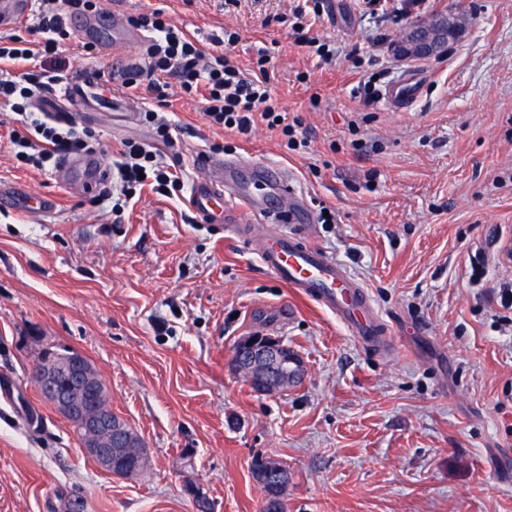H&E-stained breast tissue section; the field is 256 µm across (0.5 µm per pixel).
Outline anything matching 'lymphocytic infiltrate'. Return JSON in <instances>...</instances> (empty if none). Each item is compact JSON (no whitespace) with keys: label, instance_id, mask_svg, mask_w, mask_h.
Here are the masks:
<instances>
[{"label":"lymphocytic infiltrate","instance_id":"obj_1","mask_svg":"<svg viewBox=\"0 0 512 512\" xmlns=\"http://www.w3.org/2000/svg\"><path fill=\"white\" fill-rule=\"evenodd\" d=\"M102 6L103 0H35L39 41L17 34L0 40V107L14 116L11 144L19 164L43 170L53 166L59 156L97 150L99 134L95 129L74 123L66 114L48 111L38 101L43 94L68 83L62 59L67 48L78 47L88 56L93 53L91 46L77 42L75 32L67 27V13H92ZM127 21L149 37L139 78L156 106L144 110L141 118L152 127L155 142L122 141L113 180L100 193L102 200L111 202L114 215H121L144 186H152L156 193L167 197L183 189L179 178L161 165L157 154L158 146L174 145L172 126L161 111L171 84H178L187 95L201 94L205 115L213 126L246 135L255 122L262 121L268 129L278 131L287 149L306 146V138L299 135L300 118L281 106L266 79L244 76L221 53V46L237 42L236 33L226 31L214 36L212 43L217 51L208 55L164 8L144 9L128 16ZM7 60L24 63V71L4 68Z\"/></svg>","mask_w":512,"mask_h":512}]
</instances>
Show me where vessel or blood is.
<instances>
[{
	"label": "vessel or blood",
	"instance_id": "vessel-or-blood-1",
	"mask_svg": "<svg viewBox=\"0 0 512 512\" xmlns=\"http://www.w3.org/2000/svg\"><path fill=\"white\" fill-rule=\"evenodd\" d=\"M32 10V0H0V32L13 29ZM71 27L86 41L111 51V65L136 72L138 56L126 53L141 43L142 31L128 24L124 13L106 10L89 17L70 16ZM426 77L412 72L389 83L381 98L393 111H402L422 96ZM94 72H84L70 85V100L88 111L97 99ZM200 172L189 190L188 206L195 221L223 225L242 241L249 254L279 283L303 300L331 313L366 347L382 354L396 347L392 326L383 319L365 287L345 267L308 236L314 222L306 196L291 174L270 162L224 159L202 153L195 159ZM58 170L69 183L87 188L107 175L100 157H66ZM56 206V198L33 192L24 182L0 184V212L39 214Z\"/></svg>",
	"mask_w": 512,
	"mask_h": 512
}]
</instances>
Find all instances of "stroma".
<instances>
[{"label":"stroma","mask_w":512,"mask_h":512,"mask_svg":"<svg viewBox=\"0 0 512 512\" xmlns=\"http://www.w3.org/2000/svg\"><path fill=\"white\" fill-rule=\"evenodd\" d=\"M147 6L200 39L237 32L229 57L249 70L270 50L269 86L302 118L292 151L264 123L237 136L211 126L201 97L173 92L174 149L162 160L192 183L193 157L214 143L290 169L311 211L327 206L312 244L336 257L387 318L406 327L388 355L331 315L295 300L231 241L197 224L187 200L143 188L121 217L98 188L19 165L0 113V183L21 180L57 199L44 216L0 213V512H53L59 494L83 512H262L254 457L288 471L286 512H512V0H428L412 17L466 15L450 54L419 61V102L393 112L355 94L360 81L409 64L378 55L381 24L362 0H333L311 27L335 57L295 43L292 0H121ZM140 91L113 87L87 118L101 158L123 139L148 142ZM481 263V283L469 278ZM295 304L274 337L303 358L295 388L256 394L234 346ZM83 352L110 406L140 435L151 467L113 477L80 449L71 424L32 379L41 349Z\"/></svg>","instance_id":"obj_1"}]
</instances>
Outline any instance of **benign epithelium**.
Returning <instances> with one entry per match:
<instances>
[{
  "label": "benign epithelium",
  "mask_w": 512,
  "mask_h": 512,
  "mask_svg": "<svg viewBox=\"0 0 512 512\" xmlns=\"http://www.w3.org/2000/svg\"><path fill=\"white\" fill-rule=\"evenodd\" d=\"M464 27L466 18L452 12L438 20L417 23L404 40L394 45L393 51L403 59L440 57L448 50V40L459 38ZM233 365L256 384L257 394L262 396L287 391L288 383L303 378L306 371L304 362L289 347L258 333L236 342ZM33 380L73 426L83 454L100 468L112 472L114 448L145 455L141 438L132 435L125 420L107 409L98 372L83 353L71 350L40 358Z\"/></svg>",
  "instance_id": "1"
}]
</instances>
